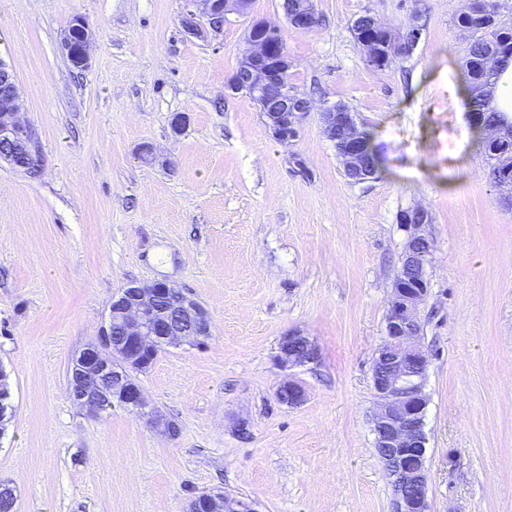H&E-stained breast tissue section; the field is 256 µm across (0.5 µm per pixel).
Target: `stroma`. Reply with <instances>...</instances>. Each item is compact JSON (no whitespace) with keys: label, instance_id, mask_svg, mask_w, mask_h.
Returning a JSON list of instances; mask_svg holds the SVG:
<instances>
[{"label":"stroma","instance_id":"35a3bbf8","mask_svg":"<svg viewBox=\"0 0 512 512\" xmlns=\"http://www.w3.org/2000/svg\"><path fill=\"white\" fill-rule=\"evenodd\" d=\"M464 0H316L312 32L283 0L288 82L313 108L277 142L225 83L249 18L184 31V0H0V62L44 162L0 161V366L15 415L0 483L15 512H189L224 492L257 512H391L374 448L372 362L406 234L425 207L434 254L423 308L431 512H512V207L486 177L455 93L469 41ZM372 14L417 46L367 67L352 32ZM93 37L78 71L60 45L74 18ZM341 102L372 132L382 172L351 183L321 130ZM151 148L152 160L141 152ZM168 281L211 312L203 347L166 348L137 379L171 437L121 407L92 417L70 398L72 358L96 340L129 281ZM319 349L279 404L282 336ZM276 400L289 408L300 406L305 401V391L302 386L288 377L277 388Z\"/></svg>","mask_w":512,"mask_h":512}]
</instances>
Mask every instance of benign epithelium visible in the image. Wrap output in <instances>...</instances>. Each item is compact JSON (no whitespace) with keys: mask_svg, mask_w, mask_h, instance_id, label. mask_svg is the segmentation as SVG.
Returning a JSON list of instances; mask_svg holds the SVG:
<instances>
[{"mask_svg":"<svg viewBox=\"0 0 512 512\" xmlns=\"http://www.w3.org/2000/svg\"><path fill=\"white\" fill-rule=\"evenodd\" d=\"M252 0H187L182 26L200 38L208 31L224 26L229 13L248 15ZM288 25L299 32H311L321 23L315 0H299L286 14ZM352 29L360 38L366 65L382 71L390 56L380 52L381 41L395 48V53H408L420 38L414 29L398 39L388 26L369 13L357 17ZM80 44L74 45V36ZM92 32L85 21L73 20L61 42L62 52L85 70L89 66L88 47ZM247 49L239 60L244 77L232 79L228 87L246 93L260 106L270 109L268 128L281 143L296 140L312 104L301 93L288 87L292 61L284 45L281 29L266 19L251 21L246 33ZM20 95L0 102V160L12 161L11 146L25 147L36 166L43 156L37 150V137L31 126L19 118ZM322 132L328 136L341 127L348 134L349 146L338 154L344 172L356 183L369 181L370 174L358 163L361 142L356 115L343 103L326 105L321 110ZM400 222L407 237L399 257L393 281L386 323L385 339L377 350L372 365L373 389L377 399L372 423L375 448L380 462L392 480L394 498L392 512H430L428 501L427 437L424 419L428 406L425 392L429 356L420 344L421 308L430 293L426 268L433 253V242L427 233L429 212L415 206L401 214ZM176 296L191 320L189 329L160 326L165 311L157 305L162 295ZM212 321L207 307L167 282L142 286L128 282L112 300L109 316L100 328L94 345L85 348L72 361L68 371L71 399L91 415L103 412L107 403L147 418L157 429L174 434L171 422L158 411L148 408L142 388L131 376L129 367L147 369L162 343L200 345L211 335ZM318 359L315 344L297 331L280 339L276 365L282 369L312 364ZM276 400L290 408L305 401L302 386L291 378L284 380L275 393Z\"/></svg>","mask_w":512,"mask_h":512,"instance_id":"obj_1","label":"benign epithelium"}]
</instances>
